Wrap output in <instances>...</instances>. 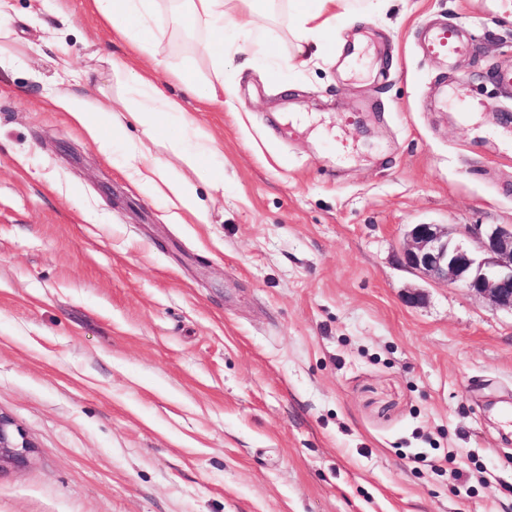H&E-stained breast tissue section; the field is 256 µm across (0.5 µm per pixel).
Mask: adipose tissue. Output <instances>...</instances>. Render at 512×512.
Listing matches in <instances>:
<instances>
[{"label":"adipose tissue","instance_id":"ef3b65f1","mask_svg":"<svg viewBox=\"0 0 512 512\" xmlns=\"http://www.w3.org/2000/svg\"><path fill=\"white\" fill-rule=\"evenodd\" d=\"M251 4L252 0H94L113 33L141 54L150 50L154 38L151 20L161 11H169L176 26L206 30L208 36L202 49L212 66L211 78L197 79L190 59L177 74L186 91L202 103L215 101L224 93L225 33H232L239 51L251 59L278 57V32L248 19L245 9ZM347 6V0H293L290 18L294 29L305 38L297 47L299 64L308 61L309 40L329 26L337 10ZM110 65L113 75L126 89L122 109L101 106V120H91L86 100L65 85L47 96V105L67 112L99 151L106 153L121 147L122 165L128 177L166 199L172 222L182 224L191 218L199 224L207 223L208 210L198 195L197 184L182 179L172 166L150 158L141 144L132 140L118 144L113 131L122 127L123 113H131L148 136L168 140L172 153L196 170L200 182L219 190L224 179L213 165L218 154L214 140L196 128L193 116L182 104L167 96L130 59L114 57Z\"/></svg>","mask_w":512,"mask_h":512}]
</instances>
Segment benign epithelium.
I'll use <instances>...</instances> for the list:
<instances>
[{
  "label": "benign epithelium",
  "mask_w": 512,
  "mask_h": 512,
  "mask_svg": "<svg viewBox=\"0 0 512 512\" xmlns=\"http://www.w3.org/2000/svg\"><path fill=\"white\" fill-rule=\"evenodd\" d=\"M404 265L430 279L447 281L512 312V225L495 224L475 234L472 244L448 238L438 224H412L403 249ZM33 444L0 413V473L30 464Z\"/></svg>",
  "instance_id": "7a95c632"
}]
</instances>
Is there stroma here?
<instances>
[{"mask_svg":"<svg viewBox=\"0 0 512 512\" xmlns=\"http://www.w3.org/2000/svg\"><path fill=\"white\" fill-rule=\"evenodd\" d=\"M477 3L351 0L306 66L227 47L233 95L202 105L170 73L208 77L201 38L168 15L135 55L91 0H9L0 412L35 456L0 512H512V313L400 262L409 225L512 224V20ZM436 18L467 56L417 51ZM112 54L218 143L209 223L47 107L65 61L119 102Z\"/></svg>","mask_w":512,"mask_h":512,"instance_id":"35a3bbf8","label":"stroma"}]
</instances>
